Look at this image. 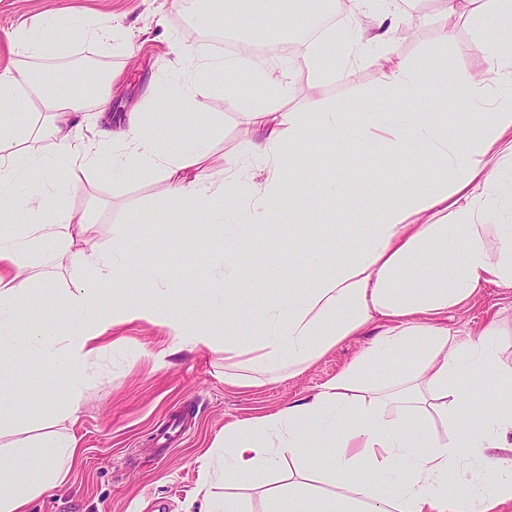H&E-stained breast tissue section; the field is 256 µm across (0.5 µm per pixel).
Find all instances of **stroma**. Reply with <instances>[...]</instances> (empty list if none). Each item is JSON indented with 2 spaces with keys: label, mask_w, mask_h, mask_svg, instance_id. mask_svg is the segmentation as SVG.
I'll list each match as a JSON object with an SVG mask.
<instances>
[{
  "label": "stroma",
  "mask_w": 512,
  "mask_h": 512,
  "mask_svg": "<svg viewBox=\"0 0 512 512\" xmlns=\"http://www.w3.org/2000/svg\"><path fill=\"white\" fill-rule=\"evenodd\" d=\"M80 13L89 19L120 24L134 44L126 51L122 41L106 44L74 42L65 53L46 60L62 80L58 94L75 93L85 79L86 64L101 73L119 76L121 104L110 105L107 113L120 119L130 112H152L144 96L147 85L167 93L171 109L163 122L174 140H207L212 144L209 171L222 180L225 159L235 154L247 124L245 98L224 94V80L211 76L197 81L191 95L190 113L180 112L184 64L207 54V29L196 27L195 14L172 0H0V72L26 65L10 41L18 27L28 28L43 39H64L62 30L47 27V18ZM421 18L401 35L399 52L416 65L422 76L420 92L440 109L448 110L450 121L479 119L467 94H458L447 104L434 86V71L441 63L476 75L488 73L489 62L479 50L482 29L455 24V37L448 44L439 40L443 22L435 7L420 6ZM327 78L313 84L307 73H299L278 109L321 112L340 104L363 101L378 111L408 107L409 99L385 95L378 87L373 69L354 51L328 53L323 61ZM219 124H212V117ZM315 162L300 160L296 177L305 194L283 198L284 207L306 211L310 219L299 232L291 233L270 224H253L249 236L265 254L262 266L251 264L249 252H241L248 266L246 280L236 286L239 301L259 307L272 301L275 284L294 267L295 287L306 288L323 272L312 263V255L332 248L335 241L349 240L357 233L353 200L382 202L393 186L417 169L421 150L393 157L358 143L319 140L313 143ZM328 182L343 184L347 203L325 196ZM159 175L135 174L123 178L109 168L82 175L77 188L66 190V207L87 211L95 220L93 232L82 241L86 250L105 251L127 247L137 252L138 279L150 282L157 271H165L178 300L188 310L203 307L212 286L208 261L223 250L219 229L201 216L168 208ZM149 212L150 222H139ZM38 277L25 302L27 313L47 318L67 328L71 312L63 301L66 289L76 281L95 282L94 272L68 266L38 265ZM450 334L465 337L470 330L495 323L505 333L498 342L506 357H512V289L484 285L474 302L449 309L435 320ZM384 329L383 322L371 324L362 333L340 342L315 364L297 375L266 381L254 375L250 384L226 385L224 376L240 373L238 358L225 357L223 348L212 351L169 353L166 332L144 323H128L109 331L103 341L101 376L86 391L79 420L71 431L82 450L67 481L44 491L29 505V512H185L201 483L200 461L211 451L214 438L226 424L251 419L283 408L316 394L337 372L355 361ZM164 365H156L157 355Z\"/></svg>",
  "instance_id": "stroma-1"
}]
</instances>
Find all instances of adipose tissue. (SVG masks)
<instances>
[{"label": "adipose tissue", "mask_w": 512, "mask_h": 512, "mask_svg": "<svg viewBox=\"0 0 512 512\" xmlns=\"http://www.w3.org/2000/svg\"><path fill=\"white\" fill-rule=\"evenodd\" d=\"M440 5L444 16L496 31L480 44L498 68L493 99L485 97V78L445 64L436 74L446 95L465 91L485 109L481 123L449 142L447 113L420 99V74L399 53L406 17L385 12L369 29L344 24L339 37L360 50L383 90L411 99L400 112H280L270 101L286 93L293 71L251 57L197 61L196 74L223 72L227 91H236L234 79L240 75L253 77L266 91L249 100L245 153L228 159L220 182L205 173L209 142L171 145L144 132L135 112L123 128L82 138L84 113L93 105L105 108L111 78H102L92 100L56 96L51 91L56 76L41 61L59 54L63 42L34 38L23 27L15 32V46L33 63L0 73V512H27L35 497L63 484L79 455L67 426L79 410L88 369L103 350L105 334L136 321L164 328L174 351L220 344L236 355L239 341L256 340L257 353L243 366L271 379L306 370L374 321L388 323L356 361L304 402L225 425L212 443L221 453L219 466L203 471L204 483L221 482L223 492L205 496L203 512H246L257 488L273 500L274 512H300L298 500L310 490L307 481L284 487L269 483L267 476L283 458L303 461L320 451L334 457L329 512H494L512 502V458L484 454L512 446V360L498 346L499 331L489 327L458 339L429 323L476 298L483 284L512 288V224L497 225L495 245L483 237V222L495 210L488 188L500 179V156H512V0H440ZM244 8L254 35L266 32L271 15L283 32L299 27L297 0H250L245 7L226 0L224 16H238ZM314 126L330 137L395 156L417 144L427 163L395 184L381 204L359 202L356 236L339 257L316 255L324 272L311 287L289 290L258 309L239 310L234 286L247 275L239 254L251 246L245 226L261 220L292 227L305 221L302 213L281 211L278 204L295 187L294 163ZM36 133L53 138L51 153L29 149ZM104 163L125 176L161 175L172 208L224 216V252L212 260L224 281V299L211 301L210 308L223 314L225 342H217L211 318L178 307L172 289L155 285L141 291L130 251L115 256L74 250V241L93 230L87 212L67 209L58 221H48L42 205L47 185L73 182ZM244 164L264 172L260 184L242 179ZM244 195L248 210H235ZM35 253L47 263L98 271L95 287L65 294L72 310L66 333L31 318L22 307ZM34 351L44 365L64 372L62 388L36 385L26 376L22 365ZM401 353L410 356L405 375L376 381L372 369ZM484 369L492 372L494 405L483 420L459 423V380ZM24 392L36 395L37 416L17 408ZM427 412L446 422V437L435 435L427 422H414V415ZM365 460L374 477L360 473ZM468 468L485 471L486 484L466 479Z\"/></svg>", "instance_id": "1"}]
</instances>
